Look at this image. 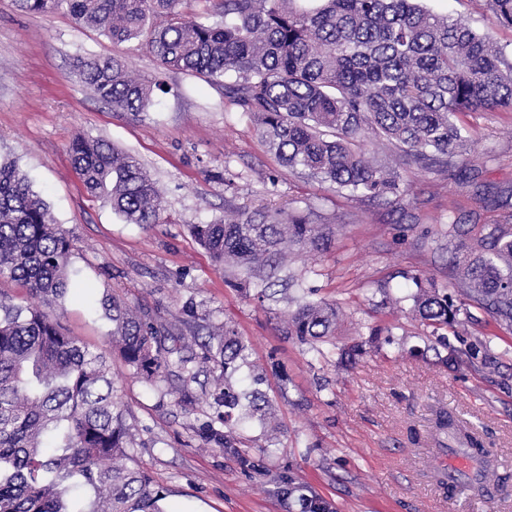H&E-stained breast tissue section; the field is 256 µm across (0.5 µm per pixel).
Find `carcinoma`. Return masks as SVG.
<instances>
[{
  "mask_svg": "<svg viewBox=\"0 0 512 512\" xmlns=\"http://www.w3.org/2000/svg\"><path fill=\"white\" fill-rule=\"evenodd\" d=\"M48 13L65 7L74 21L96 27L114 43L146 45L167 70L224 84L225 95L248 114L284 166L338 191L389 200L404 193L403 170L434 165L453 173L474 148L454 118L460 112H512V59L488 32L480 33L422 5V0H205L206 16L190 19L181 0H16ZM488 20L512 28V0H486ZM85 85L105 104L137 115L152 105L153 87L132 77L116 56L79 62ZM389 151L378 160L363 146ZM73 167L87 192L105 200L128 224H155L162 196L131 154L99 138L73 141ZM198 244L219 263L265 281L288 252H326L336 231L293 211L239 212L194 224ZM73 246L48 205L31 191L13 162H0V276L26 288L37 303L0 302V512H163L153 479L134 461L128 411L106 357L71 335L58 308L70 285ZM471 257L453 265L452 288L413 278L411 312L435 329L464 326L465 306L484 310L512 329V227L494 226L473 240ZM112 350L154 384L194 363L224 371L214 397L224 430L210 423L202 437L224 447L244 469L252 462L234 436L237 424L268 420L271 407L256 388L237 391L232 375L250 365V346L225 325L200 344L201 354L126 302L112 299ZM336 305L304 299L286 333L316 344L336 334ZM376 348L375 338L340 349L350 363ZM466 362L500 370L490 341L476 340ZM450 452L475 461L477 491L499 482L479 437L469 432ZM96 491L70 508L68 482ZM288 512H336L333 504L283 477Z\"/></svg>",
  "mask_w": 512,
  "mask_h": 512,
  "instance_id": "obj_1",
  "label": "carcinoma"
}]
</instances>
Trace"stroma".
<instances>
[{
  "label": "stroma",
  "mask_w": 512,
  "mask_h": 512,
  "mask_svg": "<svg viewBox=\"0 0 512 512\" xmlns=\"http://www.w3.org/2000/svg\"><path fill=\"white\" fill-rule=\"evenodd\" d=\"M106 56L160 84L148 111L114 109L83 84L77 61ZM456 121L475 141L466 178L413 165L398 204H379L283 167L223 83L164 70L143 45L112 43L66 9L39 14L0 0V160L16 163L73 241L62 322L110 356L135 427L136 462L152 474L165 512H288L276 481L290 471L339 512H512V379L448 367L406 299L412 276L449 285L450 258L465 257L489 225H512L511 206L482 196L512 189V112ZM79 136L139 159L166 202L158 223H125L87 194L70 159ZM264 207L335 225L336 237L327 252L289 255L297 285L260 302L233 286L189 227L223 220L229 209ZM304 294L341 312L335 336L317 351L279 329ZM115 297L184 334L195 318L230 325L250 342L280 422L270 434L256 421L241 429L270 443L265 452L251 449L254 470L200 438L217 371L199 373L190 384L195 400L182 403L179 380L149 385L113 357L105 307ZM385 327L392 343L337 366V346ZM443 412L483 440L500 477L491 496L448 493L449 453L437 429Z\"/></svg>",
  "instance_id": "1"
}]
</instances>
